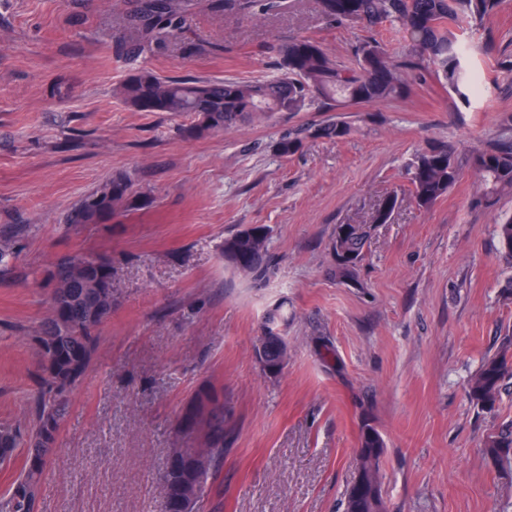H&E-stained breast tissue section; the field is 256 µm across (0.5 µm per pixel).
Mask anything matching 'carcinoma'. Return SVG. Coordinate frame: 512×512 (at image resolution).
I'll return each mask as SVG.
<instances>
[{
    "label": "carcinoma",
    "mask_w": 512,
    "mask_h": 512,
    "mask_svg": "<svg viewBox=\"0 0 512 512\" xmlns=\"http://www.w3.org/2000/svg\"><path fill=\"white\" fill-rule=\"evenodd\" d=\"M323 13L340 24L368 28L396 23L409 42V53L399 60L389 56L377 43L367 41L357 49V65H340L318 42L299 37L280 49L277 72L263 80L217 81L158 76L146 66L134 68L114 88V95L137 112L188 113L193 125L190 137L221 131L243 119L268 116L274 112H303L312 105L327 111L342 106H367L402 97L409 82L428 67L435 77L458 98L467 101L477 78L466 50L451 28L465 19L476 24L489 17L498 0H321ZM224 9L238 15H255L256 0H223ZM187 0H144L140 16L132 23L133 38L126 54L133 61L144 56L155 43L178 31ZM350 131L344 121H334L319 133L340 139ZM296 136L275 142L276 153L286 158L299 147ZM454 147L434 144L418 153L407 170L409 192L421 208L432 207L448 193L459 177ZM478 175L480 199L493 204L503 193H512V124L498 143L473 158ZM398 203L395 195L384 199L372 223L360 224L353 233L334 240L336 278L349 281L362 260L372 225L388 223ZM144 203L133 192L130 176L115 171L99 187L85 194L68 211L67 227L104 224L126 216ZM269 231L263 225L250 226L224 238V259L244 272L262 275L270 266ZM18 231L0 230V273L12 269L20 249ZM50 288L49 314L38 335L32 337L39 353L37 387L31 401V428L24 432L10 423H0V465L17 459L22 464L6 492L0 494V512H37L42 480L54 454L59 431L69 412L68 392L84 376L96 351L101 316L112 311V260L93 252L66 253L55 257L47 276ZM512 378V346L483 361L468 383L469 399L484 410L498 404L505 381ZM189 411L180 423L201 426L213 433L215 465L199 478V509H204L209 480L224 462V439L230 436V408L224 394L214 387L197 391L188 403ZM356 480L374 484L373 498H355L354 489L345 493L343 512H387L383 495L381 458L384 440L370 423H363L358 437ZM483 454L508 475H512V430L486 437Z\"/></svg>",
    "instance_id": "obj_1"
}]
</instances>
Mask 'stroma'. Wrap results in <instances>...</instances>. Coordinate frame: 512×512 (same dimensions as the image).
<instances>
[{"instance_id": "1", "label": "stroma", "mask_w": 512, "mask_h": 512, "mask_svg": "<svg viewBox=\"0 0 512 512\" xmlns=\"http://www.w3.org/2000/svg\"><path fill=\"white\" fill-rule=\"evenodd\" d=\"M140 4L0 0V229L22 230L0 276V422L31 419V338L55 256L105 255L115 286L38 512H161L181 409L209 386L233 409L206 500L221 512H342L366 421L385 443L388 512H512V477L481 448L512 427V386L491 411L466 394L482 362L512 341V258L496 232L512 195L479 204L473 166L512 117V0L480 29L454 28L482 81L470 106L428 72L399 99L278 112L193 138L189 115L135 112L113 95L133 68L119 19ZM299 36L349 67L372 38L393 58L408 50L398 26L334 23L321 0H282L257 20L191 0L181 41L143 61L163 77L257 80ZM337 119L347 136L319 135ZM296 130L298 151L279 157L275 142ZM443 141L456 148L459 178L422 210L405 169ZM115 171L147 206L66 229L67 211ZM390 195L398 204L374 226L356 281H337V225L368 223ZM255 224L269 229L272 270L261 280L223 252L225 237ZM276 308L288 363L270 378L253 348Z\"/></svg>"}]
</instances>
